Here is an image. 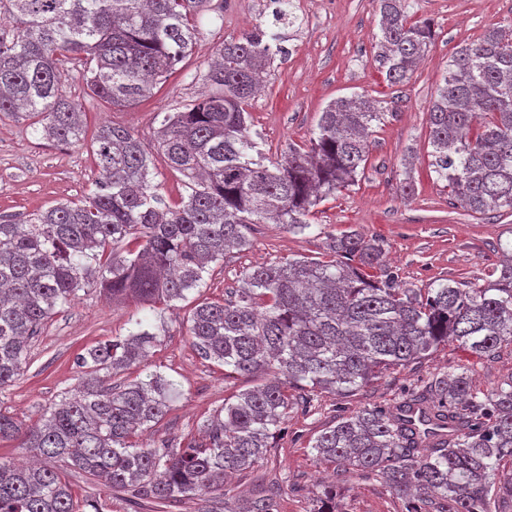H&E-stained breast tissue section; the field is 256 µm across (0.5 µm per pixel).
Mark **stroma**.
<instances>
[{
    "label": "stroma",
    "mask_w": 512,
    "mask_h": 512,
    "mask_svg": "<svg viewBox=\"0 0 512 512\" xmlns=\"http://www.w3.org/2000/svg\"><path fill=\"white\" fill-rule=\"evenodd\" d=\"M294 24L276 21L270 0H206L196 22L191 53L150 97L130 107H114L90 97L82 78L69 72L67 95L81 105L88 125L110 123L129 128L150 153L154 181L170 201L184 194L182 176L171 170L157 145L165 113L185 110L204 91V74L225 38L255 27L280 36L285 57L276 58L261 90L250 101L255 130L267 158L279 160L289 145L308 142L321 112L333 100L363 93L388 110L373 125L369 157L358 181L326 199L316 209L313 227L302 234L276 224L251 225L248 249L211 264L199 295L224 299L251 266L291 257H318L327 234L351 229L383 241L390 267L413 288L456 281L480 285L512 242V214L481 215L453 204L444 181L429 165L428 112L442 83L448 60L458 46L486 29L512 30V0H409L410 21H431L435 40L409 83L390 85L377 61L375 36L380 15L376 0H293ZM99 176L90 140L58 143L43 139L27 123L0 113V221L23 222L57 203L88 198ZM412 178L415 192L403 196L399 185ZM186 300L161 307L165 338L149 364L179 382L183 395L158 424L141 436L152 445L177 442L233 392L252 387L247 376L228 378L223 366L202 360L186 334L192 308ZM134 302L112 303L90 289L54 315L30 344V363L12 386L0 391V409L35 420L77 383L74 361L97 342L127 335L128 318L139 312ZM468 368L476 389L486 392L512 380V347L496 356L475 358L448 343L405 369L388 373L357 395L318 397L312 409H293L288 427L270 456L231 485L250 497L271 487L280 490L282 512H313L328 485L336 487L338 512H402L384 480L359 475L334 477L314 461L309 444L339 417L367 404L392 405L403 388L438 374ZM78 499V512H151L132 508L128 497L95 486L76 471H65Z\"/></svg>",
    "instance_id": "35a3bbf8"
}]
</instances>
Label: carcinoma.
<instances>
[{"mask_svg": "<svg viewBox=\"0 0 512 512\" xmlns=\"http://www.w3.org/2000/svg\"><path fill=\"white\" fill-rule=\"evenodd\" d=\"M205 0H0L14 22L0 36V112L77 143L80 105L63 90L65 64L81 65L89 92L113 106L151 96L196 40ZM378 61L392 85L408 83L434 40L430 23L409 22L406 0H377ZM256 28L224 40L204 75L210 92L168 113L158 149L184 177L172 203L153 183L151 160L120 125L92 135L99 170L81 204L60 202L0 223V390L24 373L30 341L59 310L98 288L114 301L170 305L203 285L209 264L249 246L252 224L312 228L314 209L357 182L367 138L386 112L355 94L331 102L304 146L266 163L253 139L249 101L285 52ZM430 166L450 195L475 213L512 211V33L499 27L459 46L429 110ZM125 336L77 358L78 383L35 422L0 411V441L44 461H0V512H76L62 461L95 484L166 509L214 496L223 512H280L277 495L240 499L224 486L266 458L294 406L321 394L348 397L448 342L479 357L512 344V248L482 285L401 284L381 240L351 230L329 236L319 258L252 266L234 295L203 299L187 316L191 346L224 377L263 382L224 399L198 426L202 440L139 445L138 431L162 420L177 382L141 364L162 344L145 318ZM136 370L119 387L112 376ZM338 472L383 478L405 512H491L512 459V380L479 394L469 371L434 377L391 407L342 416L310 445Z\"/></svg>", "mask_w": 512, "mask_h": 512, "instance_id": "carcinoma-1", "label": "carcinoma"}]
</instances>
